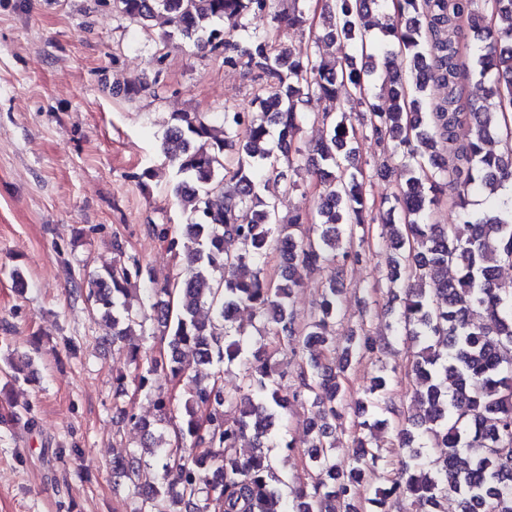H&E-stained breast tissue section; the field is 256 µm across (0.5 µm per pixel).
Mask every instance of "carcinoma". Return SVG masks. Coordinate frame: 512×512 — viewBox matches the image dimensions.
I'll return each mask as SVG.
<instances>
[{"mask_svg": "<svg viewBox=\"0 0 512 512\" xmlns=\"http://www.w3.org/2000/svg\"><path fill=\"white\" fill-rule=\"evenodd\" d=\"M113 0L124 18L146 30L160 16L166 36L193 41L198 49L224 55L261 82L247 112L224 108L217 128L200 112H176L161 151L174 170L173 191L188 222L159 235L185 259L184 269L161 288L145 287L139 309L127 302L129 285L143 280L139 258L116 246L118 259L88 275L77 291L92 309L112 321V341L135 333L159 337L163 348L131 352L135 391L154 398L168 417L179 414L174 441L150 436L141 464L131 452L112 462L115 483L129 484V512H358L353 504L378 450L358 440L348 462L336 460V420L344 415L342 380L351 359L384 349L367 332L353 331L342 355L322 358L336 344L338 285L348 269L368 259L346 245L355 229L381 221L391 227L393 256L385 275L389 294H403L393 333L415 343L412 407L398 446L409 451L390 486L368 499L371 512H390V503L409 498L415 512H444L453 494L461 512H512V466L500 449L512 447V284L497 268L512 263V201L493 198L512 179V150L497 154L487 145L508 130L512 114V0H323L327 22L315 50L298 57L284 44L288 30L307 22V0ZM392 5L400 25L372 33V12ZM226 16H265L271 31L253 32L242 44L224 32ZM467 31L471 42L461 40ZM354 44L364 63L327 57L320 44ZM486 83L485 103L466 91L465 80ZM442 96L426 98L429 83ZM356 101L370 116V132L401 153L399 168L376 171L396 176L398 193L383 217L370 204L358 165L357 132L346 113L323 109L324 136L314 146L320 160L309 168L295 137L304 107L336 104L338 95ZM305 172L322 184L315 209L279 218L280 195L298 187L282 168ZM448 187L453 206L470 226L461 236L429 216ZM489 191L487 207L471 209L470 197ZM308 229L303 231L301 226ZM278 256V272L265 271ZM299 266L330 269L307 327L299 331L289 310ZM458 276L448 280V268ZM272 324L276 351L302 352L291 387L287 372L253 351L236 324V310ZM249 364L243 385L224 390V366ZM183 386L173 398L158 380ZM388 381L372 378L366 389L367 418L361 426L380 429ZM124 379L113 391L112 409L134 420ZM314 408L304 466L316 472L285 508L275 483L270 453L293 451L275 437L276 419L290 402ZM434 442L430 460L418 439ZM178 480L165 481L168 471Z\"/></svg>", "mask_w": 512, "mask_h": 512, "instance_id": "1", "label": "carcinoma"}]
</instances>
